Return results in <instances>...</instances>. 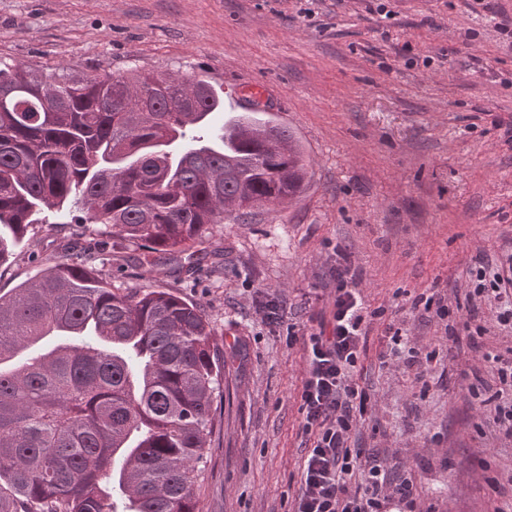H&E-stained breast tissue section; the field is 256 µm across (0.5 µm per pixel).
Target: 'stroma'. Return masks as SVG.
Wrapping results in <instances>:
<instances>
[{"label":"stroma","mask_w":512,"mask_h":512,"mask_svg":"<svg viewBox=\"0 0 512 512\" xmlns=\"http://www.w3.org/2000/svg\"><path fill=\"white\" fill-rule=\"evenodd\" d=\"M0 62L252 88L260 119L304 151L303 193L210 226L213 263L188 276L122 258L100 268L117 293L165 288L211 323L224 379L199 512H295L315 438L303 332L330 310L345 260L370 312L350 488L376 460L388 483L412 485L414 512H512V436L496 420L512 384L494 361L512 357V329L469 297L471 270L512 247V0H0ZM111 238L76 208L32 225L0 263V294L73 242ZM267 295L282 304L273 327L255 312ZM423 295L444 316L416 309ZM390 325L416 364L382 362Z\"/></svg>","instance_id":"stroma-1"}]
</instances>
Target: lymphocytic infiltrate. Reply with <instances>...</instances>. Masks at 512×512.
<instances>
[{
  "instance_id": "f902f5d3",
  "label": "lymphocytic infiltrate",
  "mask_w": 512,
  "mask_h": 512,
  "mask_svg": "<svg viewBox=\"0 0 512 512\" xmlns=\"http://www.w3.org/2000/svg\"><path fill=\"white\" fill-rule=\"evenodd\" d=\"M332 308L309 333L304 347L307 375L301 391L305 430L316 438L305 460L303 491L296 512H386L388 505L406 508L415 501L410 485L385 491L380 466L368 471L364 491L350 490L346 477L357 466L348 445L359 416L365 415L370 396L353 379L364 334L362 300L349 268H337ZM473 296L494 293L501 304L499 323L512 325V250L503 251L495 264L478 267Z\"/></svg>"
}]
</instances>
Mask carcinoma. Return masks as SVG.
I'll use <instances>...</instances> for the list:
<instances>
[{"label":"carcinoma","instance_id":"carcinoma-1","mask_svg":"<svg viewBox=\"0 0 512 512\" xmlns=\"http://www.w3.org/2000/svg\"><path fill=\"white\" fill-rule=\"evenodd\" d=\"M221 111L198 76L0 67V262L79 207L138 264L196 269L209 226L305 189L285 128L234 115L210 145L188 136ZM221 383L199 306L59 258L0 295V492L24 512H198Z\"/></svg>","mask_w":512,"mask_h":512}]
</instances>
